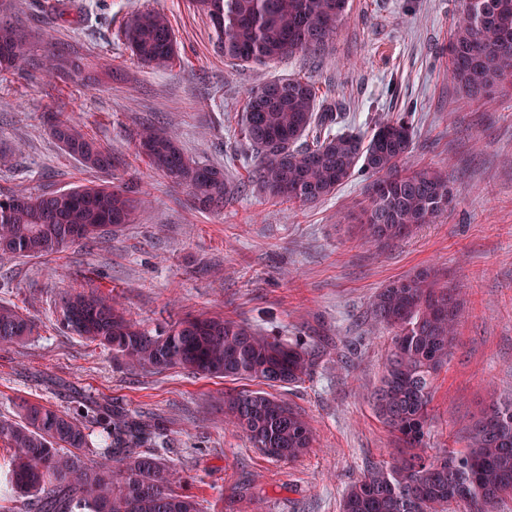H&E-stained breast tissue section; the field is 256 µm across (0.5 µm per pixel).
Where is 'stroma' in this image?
Wrapping results in <instances>:
<instances>
[{
    "label": "stroma",
    "instance_id": "stroma-1",
    "mask_svg": "<svg viewBox=\"0 0 512 512\" xmlns=\"http://www.w3.org/2000/svg\"><path fill=\"white\" fill-rule=\"evenodd\" d=\"M40 4L22 0L18 14L33 53L54 50L83 78L0 77V148L13 153L0 163V191L63 192L100 180L50 134L49 114L64 112L119 159L114 181L142 206L110 240L0 259V303L23 307L36 324L25 342L0 346V418H14L19 397L61 410L105 399L159 423L169 440L161 456L191 477L203 512H339L365 465L397 446L370 402L391 344L369 321L372 296L424 268L464 299L452 354L434 379L428 454L461 449L469 422L491 401L512 399V86L473 102L448 81L463 0H350L323 54L266 67L225 61L188 0H73L67 24ZM147 9L170 22L179 48L171 68L142 67L123 44V21ZM286 75L322 86L343 125L367 137L376 122L411 113L403 164L447 174V212L379 248L350 220L368 203L372 174L316 204L268 202L247 178L238 121L249 88ZM146 126L166 128L186 154L224 171L234 192L223 212L194 208L187 188L136 157ZM73 288L112 295L148 327L206 313L290 338L317 330L326 354L310 378L272 390L305 415L313 448L277 462L226 422L225 393L259 382L132 371L62 332L54 304Z\"/></svg>",
    "mask_w": 512,
    "mask_h": 512
}]
</instances>
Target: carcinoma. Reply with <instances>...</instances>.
I'll use <instances>...</instances> for the list:
<instances>
[{"mask_svg": "<svg viewBox=\"0 0 512 512\" xmlns=\"http://www.w3.org/2000/svg\"><path fill=\"white\" fill-rule=\"evenodd\" d=\"M191 2L212 22L216 51L245 65L324 52L349 6V0ZM122 36L144 67L168 68L178 59L173 30L159 11L130 15ZM30 53L18 27L1 22L0 75L14 73ZM447 75L471 99L512 82V0H465L449 40ZM338 124L335 105L306 78L287 76L251 87L240 116L252 151L249 178L275 204H312L358 172L378 175L359 218L378 244L448 211L447 176L401 167L413 137L407 114L376 124L367 141ZM49 129L85 166L112 169V156L63 113L51 117ZM136 155L188 188L200 209L224 210L230 186L224 172L186 156L164 129H143ZM136 207L131 190L107 181L40 195L0 192V256H50L77 243L73 233L89 225L103 230L86 240L103 239L130 223ZM72 296L89 300L76 313L93 329L84 339L131 369H182L296 386L325 352L314 339L263 333L229 317H188L148 330L109 295L71 289L60 300ZM460 311L456 289L429 271L392 281L374 294L370 320L394 336L372 405L409 452L368 464L345 490L340 512H448L452 502L463 512H494L500 499L512 495V400L490 404L467 427L463 449L430 456L422 448L433 381L448 363ZM33 331L34 323L18 307L0 305V344H19ZM16 409V418L0 420V440L14 450L0 482V512H16L18 502L32 512H201L156 452L158 425L105 400L83 401L68 412L22 400ZM224 412L269 459L292 461L313 447L304 415L266 391L230 393Z\"/></svg>", "mask_w": 512, "mask_h": 512, "instance_id": "1", "label": "carcinoma"}]
</instances>
